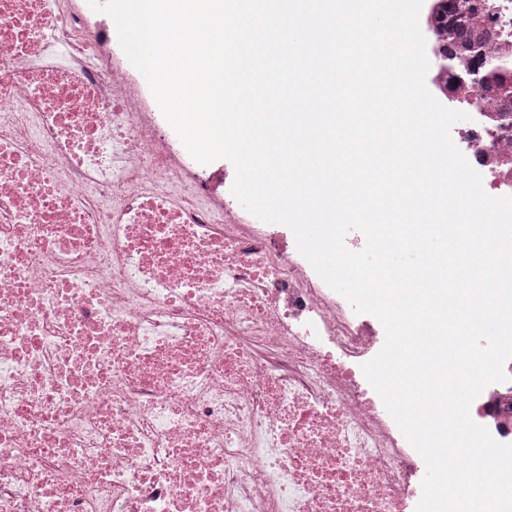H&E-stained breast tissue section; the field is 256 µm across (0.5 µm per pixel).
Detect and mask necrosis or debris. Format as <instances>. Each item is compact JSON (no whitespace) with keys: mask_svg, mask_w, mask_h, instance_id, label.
Instances as JSON below:
<instances>
[{"mask_svg":"<svg viewBox=\"0 0 512 512\" xmlns=\"http://www.w3.org/2000/svg\"><path fill=\"white\" fill-rule=\"evenodd\" d=\"M488 191L512 130L460 128ZM379 329L185 162L77 0H0V512H404ZM470 415L512 444V387Z\"/></svg>","mask_w":512,"mask_h":512,"instance_id":"obj_1","label":"necrosis or debris"}]
</instances>
